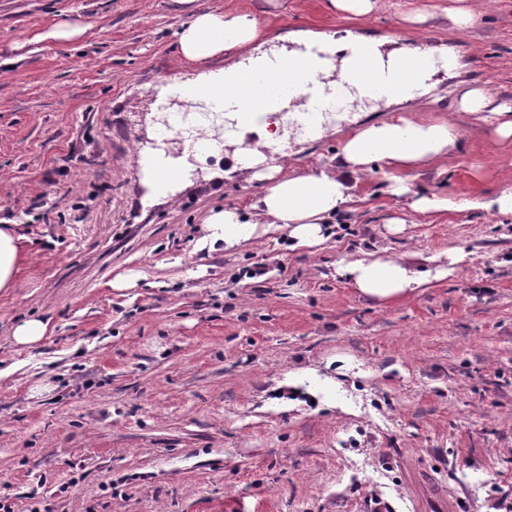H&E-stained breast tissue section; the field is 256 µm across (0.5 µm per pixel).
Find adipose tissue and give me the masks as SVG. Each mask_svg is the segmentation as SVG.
Returning <instances> with one entry per match:
<instances>
[{"instance_id":"ef3b65f1","label":"adipose tissue","mask_w":512,"mask_h":512,"mask_svg":"<svg viewBox=\"0 0 512 512\" xmlns=\"http://www.w3.org/2000/svg\"><path fill=\"white\" fill-rule=\"evenodd\" d=\"M384 44V39L353 30L339 38L330 32L312 30H293L270 36L257 12L249 8L199 11L184 24L177 38L179 56L190 62L217 57L224 60L223 67L208 69L190 78V85L198 87L224 82L236 86L237 100L226 108L229 123L224 129V140L235 145L237 165L249 170L252 179L265 184L249 214H241L235 208L212 213L206 220L205 233L198 241L200 247L212 251L222 247L229 249L281 230L287 231L296 246L320 244L326 239L325 226L329 220L352 202L356 175L379 166L395 170L390 191L397 196H411L413 210L451 209L452 204L447 198L413 194L409 182L399 176L400 171L447 158L455 150L460 139L459 130L455 124L443 119L425 120L408 114L364 124L345 137L338 163L329 168L298 170L289 166L284 154L274 164L245 143L247 133L265 131L268 119L267 114L254 115L246 110L250 78L272 74L285 59L300 57L309 50L323 53L325 65L320 71L323 111L308 116V104L298 91L282 99L277 107L283 120L305 126L309 136L319 138L331 121L329 111L337 101L349 103L370 96L369 91L351 79V47L361 46L367 62L386 74L393 70L400 52L385 49ZM457 66L458 60L450 51L432 52L411 84L384 92L379 99L388 107L408 106L430 90L436 73ZM457 105L462 111L482 114L498 138H512V111L495 105L488 90L463 89ZM462 259L460 251L449 249L442 255L433 256L432 268L418 270L403 255L385 258L348 254L337 261L336 272L363 296L390 302L427 287L433 281L452 276Z\"/></svg>"}]
</instances>
